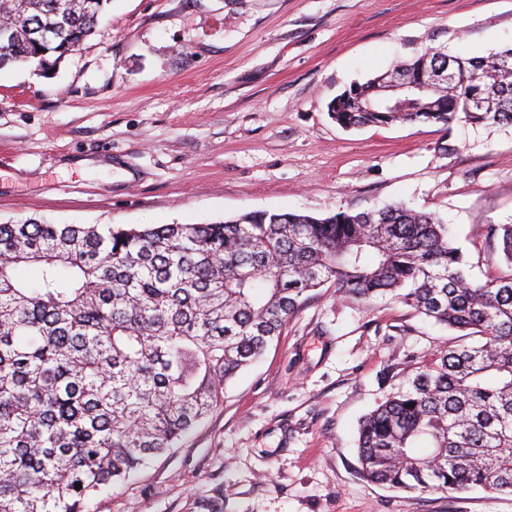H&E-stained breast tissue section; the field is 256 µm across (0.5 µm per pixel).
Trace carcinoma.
I'll use <instances>...</instances> for the list:
<instances>
[{
  "label": "carcinoma",
  "instance_id": "cac0c4a2",
  "mask_svg": "<svg viewBox=\"0 0 512 512\" xmlns=\"http://www.w3.org/2000/svg\"><path fill=\"white\" fill-rule=\"evenodd\" d=\"M104 2L0 0V69L77 50ZM505 58L512 48L463 58L436 47L340 94L332 116L344 128L512 124ZM450 59L454 82L407 110H363L422 61ZM476 91L486 111H463ZM488 234L509 273L478 283L447 225L404 204L128 229L0 224V512H85L94 493L175 448L324 287L392 295L482 338L440 353L364 417L360 475L406 492L512 494V224Z\"/></svg>",
  "mask_w": 512,
  "mask_h": 512
}]
</instances>
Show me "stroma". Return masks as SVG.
Listing matches in <instances>:
<instances>
[{
    "instance_id": "35a3bbf8",
    "label": "stroma",
    "mask_w": 512,
    "mask_h": 512,
    "mask_svg": "<svg viewBox=\"0 0 512 512\" xmlns=\"http://www.w3.org/2000/svg\"><path fill=\"white\" fill-rule=\"evenodd\" d=\"M437 46L512 47V0H110L52 71L0 70V223L208 224L403 203L437 214L486 282L512 224V126L345 130L353 83ZM458 332L392 297L322 288L209 417L87 512H512L483 489L406 493L359 474L361 419Z\"/></svg>"
}]
</instances>
